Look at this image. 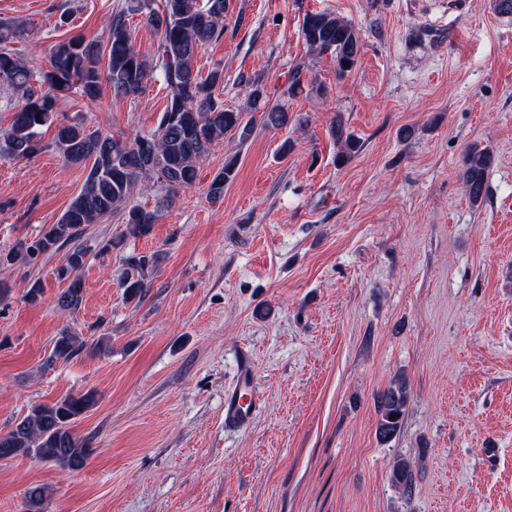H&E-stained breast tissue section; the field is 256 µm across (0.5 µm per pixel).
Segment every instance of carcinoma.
I'll return each mask as SVG.
<instances>
[{"label": "carcinoma", "instance_id": "cac0c4a2", "mask_svg": "<svg viewBox=\"0 0 512 512\" xmlns=\"http://www.w3.org/2000/svg\"><path fill=\"white\" fill-rule=\"evenodd\" d=\"M225 9L226 0H206L204 5L200 0H132V6L115 12L107 22V72H101L99 67L98 44L81 38L64 40L54 45L49 67L41 72L40 82L48 91L40 93L32 86L34 75L11 48V44L23 37L24 27L14 20L0 19V86L21 94L22 98L11 126L0 131V150L15 159H29L42 150V128L52 123L59 97L72 89L95 101L101 95L102 83L107 82L114 94L135 98L144 93L156 69L161 71L167 89V104L155 131L147 136L89 133L80 120L58 125L55 146L59 153L70 164L89 167L80 193L57 222L34 241L46 253L71 245L58 269L59 278L68 281L67 288L57 298L61 309H76L83 301V282L78 272L86 264L87 250L78 240L85 226L122 210L126 234L133 239L145 237L158 215L142 206L128 205L136 190L151 181L173 193L187 189L195 184L199 163L208 155L213 142L225 134L231 133L245 142L258 121L267 128L288 125L287 110L267 100L259 84L251 83L250 110L238 112L224 108V102L215 95L216 87L224 83L222 72L214 70L203 78L195 69L196 55L201 48L224 34ZM132 11L148 14V21L160 33L159 55L153 63L132 44L127 18V13ZM301 36L310 51L334 57L340 78L357 66L362 54L361 39L351 23L328 12L306 13ZM331 133L339 145L336 163L349 162L359 145L341 116L333 121ZM490 162L488 150L476 143L466 147L461 180L465 193L474 203L488 193ZM237 165L235 155L224 160V169L210 182L211 199L223 197L224 186L234 179ZM32 245L27 240L18 241L10 251L0 253V263L32 261ZM163 260V254L158 252L130 253L123 258L120 282L127 301L139 300L146 294L149 276ZM107 346L106 336L90 343L64 330L56 337L46 362L69 360L86 349L101 353ZM409 391L408 383L401 378L378 396L380 439L387 440L399 432ZM96 401L97 393L89 390L34 405L9 431L0 432V460L26 455L51 462L63 471L83 468L91 449L75 432L74 424ZM413 481L410 461L397 459L392 467V482L410 493ZM46 503L45 487L28 489L27 512H44Z\"/></svg>", "mask_w": 512, "mask_h": 512}]
</instances>
